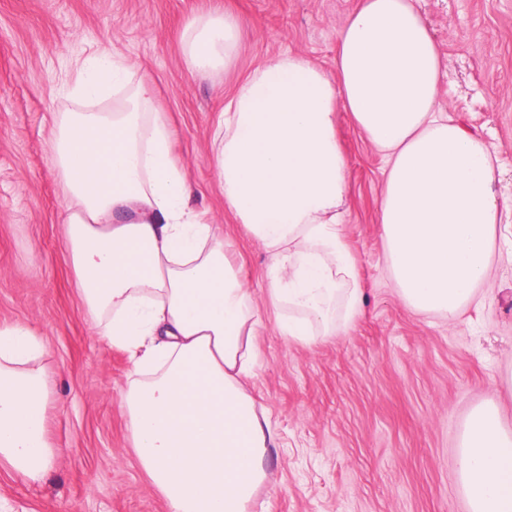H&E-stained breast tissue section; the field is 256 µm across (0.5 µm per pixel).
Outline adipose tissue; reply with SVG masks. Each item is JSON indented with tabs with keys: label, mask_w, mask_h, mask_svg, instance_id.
I'll return each instance as SVG.
<instances>
[{
	"label": "adipose tissue",
	"mask_w": 512,
	"mask_h": 512,
	"mask_svg": "<svg viewBox=\"0 0 512 512\" xmlns=\"http://www.w3.org/2000/svg\"><path fill=\"white\" fill-rule=\"evenodd\" d=\"M417 0H359L336 31V73L285 52L225 101L212 138L224 201L267 253L261 272L281 336L309 346L362 312L343 231L347 160L337 112L387 160L378 211L386 268L414 313L455 318L492 276L501 207L493 145L440 105L445 60ZM190 76L229 67L228 11L182 31ZM51 163L62 184L68 265L108 346L128 353L123 394L136 459L169 512H250L273 443L249 382L262 321L220 227L172 153L175 130L148 72L121 55L76 59L62 83ZM41 333L0 327V467L30 483L52 467ZM458 476L470 512H512V424L494 399L467 418Z\"/></svg>",
	"instance_id": "adipose-tissue-1"
}]
</instances>
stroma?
Here are the masks:
<instances>
[{
  "label": "stroma",
  "instance_id": "stroma-1",
  "mask_svg": "<svg viewBox=\"0 0 512 512\" xmlns=\"http://www.w3.org/2000/svg\"><path fill=\"white\" fill-rule=\"evenodd\" d=\"M358 0H0V325L41 331L57 450L30 484L0 469L8 512H168L138 466L121 395L127 355L99 340L67 264L60 177L49 160L59 95L75 58L100 50L148 70L177 130L175 155L196 183V206L224 229L263 326L252 392L275 434L251 512H470L457 476L470 411L497 396L512 420V257L456 320L411 312L385 264L378 208L385 161L340 112L349 192L344 234L357 256L363 313L347 332L288 342L265 298L268 261L224 202L211 162L226 98L259 64L305 54L333 72L336 31ZM225 7L240 21L234 64L192 79L184 24ZM447 58L442 104L498 150L497 196L512 197V0H417Z\"/></svg>",
  "mask_w": 512,
  "mask_h": 512
}]
</instances>
